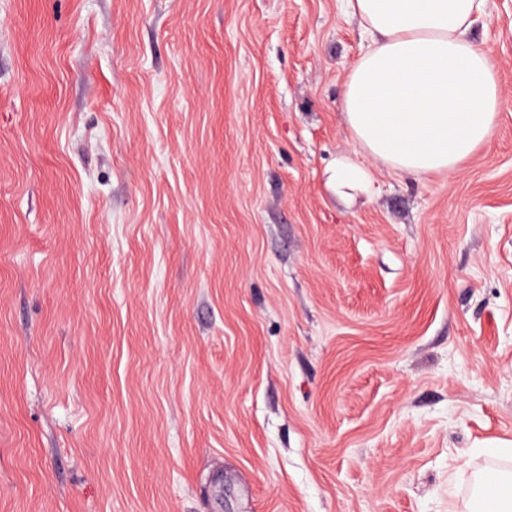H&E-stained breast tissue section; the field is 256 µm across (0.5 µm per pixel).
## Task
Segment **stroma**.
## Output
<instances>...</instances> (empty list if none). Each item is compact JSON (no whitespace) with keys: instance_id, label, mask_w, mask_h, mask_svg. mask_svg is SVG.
<instances>
[{"instance_id":"35a3bbf8","label":"stroma","mask_w":512,"mask_h":512,"mask_svg":"<svg viewBox=\"0 0 512 512\" xmlns=\"http://www.w3.org/2000/svg\"><path fill=\"white\" fill-rule=\"evenodd\" d=\"M474 35L492 135L407 176L342 121V0H0V512H468L512 472V0ZM329 186L337 196L353 200L356 196H369L373 191V171L361 163L354 154H342L328 169Z\"/></svg>"}]
</instances>
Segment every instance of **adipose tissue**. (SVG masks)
Here are the masks:
<instances>
[{"mask_svg": "<svg viewBox=\"0 0 512 512\" xmlns=\"http://www.w3.org/2000/svg\"><path fill=\"white\" fill-rule=\"evenodd\" d=\"M486 0H346L368 44L343 88L355 142L390 171L456 172L489 138L499 87L487 51L470 35ZM337 196L370 195L375 177L356 155L328 169Z\"/></svg>", "mask_w": 512, "mask_h": 512, "instance_id": "1", "label": "adipose tissue"}]
</instances>
